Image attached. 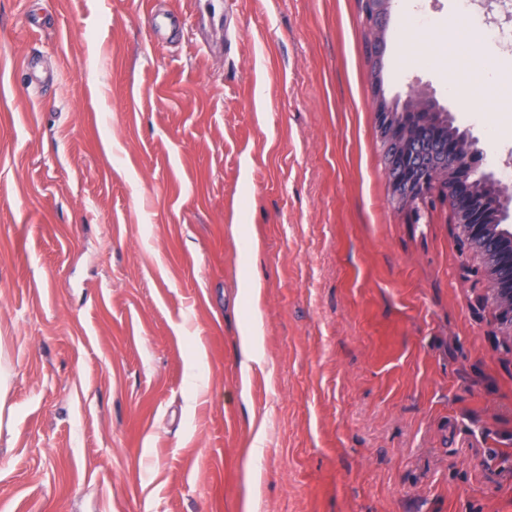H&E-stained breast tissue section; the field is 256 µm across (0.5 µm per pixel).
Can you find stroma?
Returning a JSON list of instances; mask_svg holds the SVG:
<instances>
[{"mask_svg":"<svg viewBox=\"0 0 512 512\" xmlns=\"http://www.w3.org/2000/svg\"><path fill=\"white\" fill-rule=\"evenodd\" d=\"M457 2L376 72L357 0H0V512H512V352L372 112L425 88L512 164Z\"/></svg>","mask_w":512,"mask_h":512,"instance_id":"1","label":"stroma"}]
</instances>
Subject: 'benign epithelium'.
I'll return each mask as SVG.
<instances>
[{"label": "benign epithelium", "mask_w": 512, "mask_h": 512, "mask_svg": "<svg viewBox=\"0 0 512 512\" xmlns=\"http://www.w3.org/2000/svg\"><path fill=\"white\" fill-rule=\"evenodd\" d=\"M363 18L380 69L385 21L393 0H362ZM389 182L390 202L399 211L420 218V205L432 197L448 201L464 257L463 275L481 285L477 302L491 306L502 343L512 349V189L491 166H475L477 139L463 131L450 138L442 128L452 113L424 89L387 102L379 92L372 106ZM489 183L497 188L491 200L498 226L485 223L484 200L474 190Z\"/></svg>", "instance_id": "obj_1"}]
</instances>
